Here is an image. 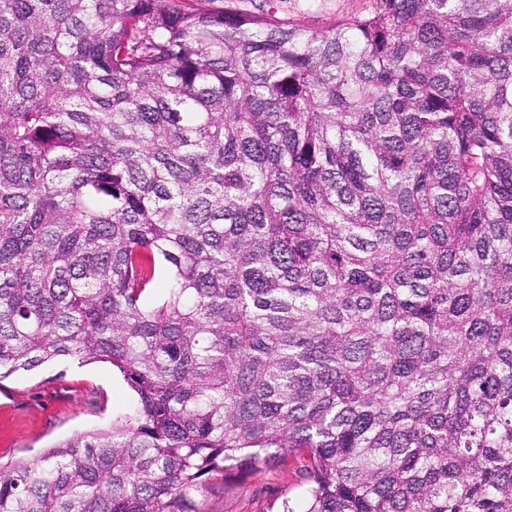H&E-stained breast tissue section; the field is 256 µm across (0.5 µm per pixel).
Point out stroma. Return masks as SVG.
Returning <instances> with one entry per match:
<instances>
[{"label": "stroma", "instance_id": "obj_1", "mask_svg": "<svg viewBox=\"0 0 512 512\" xmlns=\"http://www.w3.org/2000/svg\"><path fill=\"white\" fill-rule=\"evenodd\" d=\"M191 8L247 13L323 30L365 16L376 0H185ZM14 392L0 404V463L34 460L74 435L110 428L129 412L137 396L111 364L62 361L4 380ZM305 455L296 454L243 474L211 481L202 512H275L284 498L298 499L305 487Z\"/></svg>", "mask_w": 512, "mask_h": 512}]
</instances>
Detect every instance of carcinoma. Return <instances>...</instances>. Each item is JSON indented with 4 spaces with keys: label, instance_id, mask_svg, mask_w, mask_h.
Listing matches in <instances>:
<instances>
[{
    "label": "carcinoma",
    "instance_id": "1",
    "mask_svg": "<svg viewBox=\"0 0 512 512\" xmlns=\"http://www.w3.org/2000/svg\"><path fill=\"white\" fill-rule=\"evenodd\" d=\"M65 359L136 404L0 512H512V0H0V382ZM191 8L247 13L323 30L351 17L366 16L376 0H185ZM304 453L258 466L243 474L224 473L210 482L200 501L202 512H270L286 497L298 499L305 490Z\"/></svg>",
    "mask_w": 512,
    "mask_h": 512
}]
</instances>
